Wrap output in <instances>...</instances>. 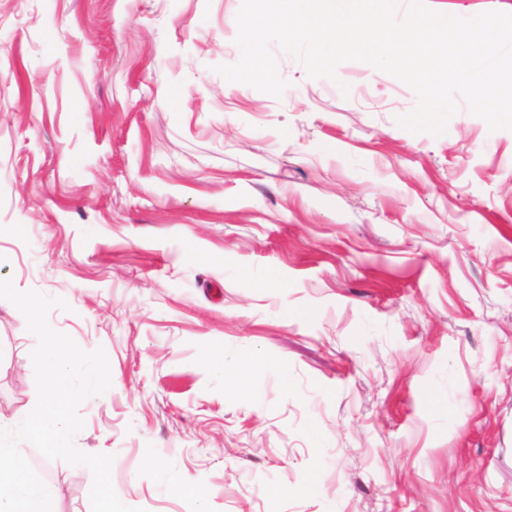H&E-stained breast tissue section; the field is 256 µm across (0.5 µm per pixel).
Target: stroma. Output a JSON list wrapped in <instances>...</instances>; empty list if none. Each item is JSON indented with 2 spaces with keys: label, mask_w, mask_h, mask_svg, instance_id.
Instances as JSON below:
<instances>
[{
  "label": "stroma",
  "mask_w": 512,
  "mask_h": 512,
  "mask_svg": "<svg viewBox=\"0 0 512 512\" xmlns=\"http://www.w3.org/2000/svg\"><path fill=\"white\" fill-rule=\"evenodd\" d=\"M240 6L0 0V279L110 363L76 446L144 512H512V131L411 133L395 77L275 43L281 97L228 86ZM35 346L0 308L11 413Z\"/></svg>",
  "instance_id": "obj_1"
}]
</instances>
